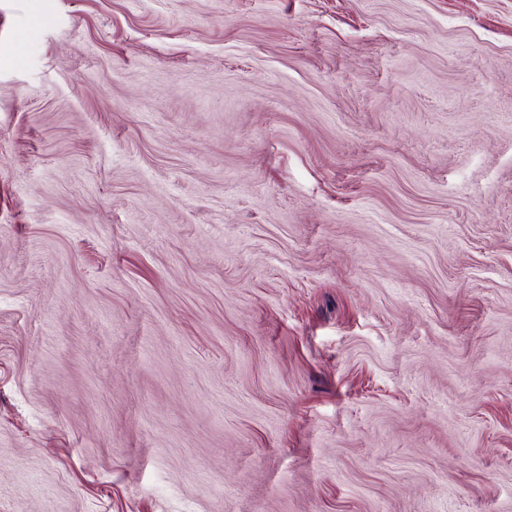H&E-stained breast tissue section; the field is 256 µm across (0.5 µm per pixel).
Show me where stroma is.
Instances as JSON below:
<instances>
[{"label":"stroma","instance_id":"1","mask_svg":"<svg viewBox=\"0 0 512 512\" xmlns=\"http://www.w3.org/2000/svg\"><path fill=\"white\" fill-rule=\"evenodd\" d=\"M0 512H512V0H0Z\"/></svg>","mask_w":512,"mask_h":512}]
</instances>
